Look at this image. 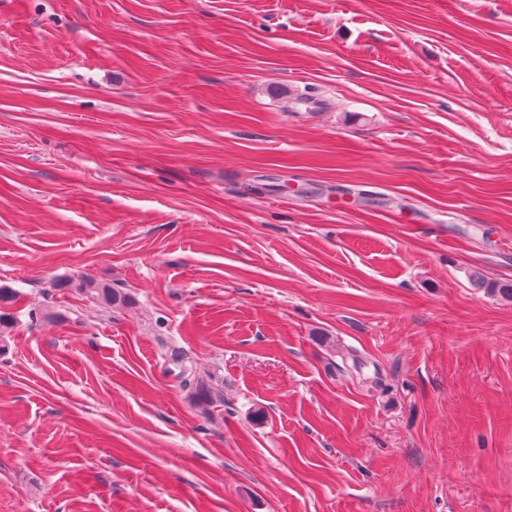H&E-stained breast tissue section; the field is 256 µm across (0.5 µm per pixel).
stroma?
Segmentation results:
<instances>
[{
  "label": "stroma",
  "mask_w": 512,
  "mask_h": 512,
  "mask_svg": "<svg viewBox=\"0 0 512 512\" xmlns=\"http://www.w3.org/2000/svg\"><path fill=\"white\" fill-rule=\"evenodd\" d=\"M476 271L512 0H0V512H512ZM63 288H73L79 295L84 296L91 303L112 308L116 305H125L130 302L129 297L115 289L112 285L83 277L78 280L67 279L60 282ZM187 354L175 350L170 354V361L180 366L182 386L190 391V397L194 403L204 411L217 408L224 403V397L212 386L205 373L197 372L192 366H188ZM219 403V404H218Z\"/></svg>",
  "instance_id": "stroma-1"
}]
</instances>
